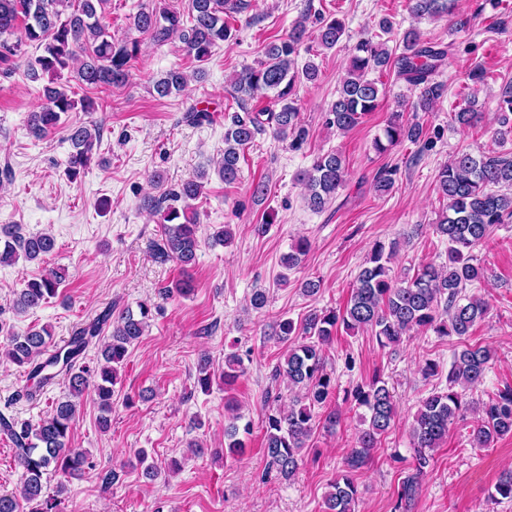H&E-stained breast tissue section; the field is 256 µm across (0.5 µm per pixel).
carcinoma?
<instances>
[{"label":"carcinoma","mask_w":512,"mask_h":512,"mask_svg":"<svg viewBox=\"0 0 512 512\" xmlns=\"http://www.w3.org/2000/svg\"><path fill=\"white\" fill-rule=\"evenodd\" d=\"M111 0H0V60L8 61L22 54V47L36 46L42 54L27 63V76L33 82L46 80L40 92V104L28 113L26 126L37 139L48 136L61 117L78 108L87 112L93 101L84 97L75 100L62 83L63 72L72 74L82 87L101 89L120 86L129 77L130 62L139 52L136 39L116 40L104 23ZM227 0H186L181 11L165 5L138 6L129 16V26L150 37L161 47L176 37L184 54L203 62L212 48L230 35L224 21ZM455 0H409V9L416 17H439L454 14ZM345 34V22L339 18L322 20L317 43L333 49ZM307 28L302 22L293 26L288 37L271 42L264 48V59L255 67H244L235 74L231 89L240 101V111L227 116L224 125V155L218 172L226 183L237 180L240 151L252 144L266 130L274 136L291 139L299 148L308 132L298 121L295 103L297 83L318 78L319 68L312 62L297 67L296 58L306 42ZM401 52H393L384 42L359 39L350 49L349 66L336 100L331 104L326 124L341 133L354 129L361 120L379 106L383 90L376 70L395 69L414 91L415 111L428 112L444 94V85L434 73L447 51L421 40L415 28L404 32ZM187 84L185 73L170 69L153 81V91L165 98L181 91ZM273 93L271 105L261 111L246 106L257 95ZM498 109L500 144L512 142V85L501 92ZM475 102L453 115L458 127L466 129L480 118ZM423 127L392 114L383 130V138L375 140V148L385 152L403 141L418 142ZM66 140L72 146L68 174L75 181L91 164L100 145V127L75 122L66 127ZM206 171L181 183L161 197L148 196L142 206L162 216L163 232L155 244L154 257L162 262L174 261L184 270L195 265L199 239L196 217L188 214L190 202L203 194ZM346 159L337 150L318 154L311 166L298 174L306 188L305 202L313 211L321 212L336 198L345 184ZM438 190L446 201L436 233L448 241V264H427L413 276L397 280L391 275V260L397 242L378 241L361 266L346 306L342 309L314 311L305 319L304 336L296 334L294 321L282 319L276 325L277 339L288 345L283 360L272 369V376L296 390L295 399L284 413L268 410L264 421V454L268 469L283 479L292 477L297 469L300 451L311 438L316 423L327 426L338 423V413L320 416L335 390L334 379L327 370L323 346L328 344L341 326L347 330L372 328L378 343L397 346L404 335L415 329H432L439 336L454 337L459 348L453 352L448 370V386L421 400L411 426L414 466L403 478L398 490L396 509L408 510L422 490V475L429 466V452L448 438L449 426L463 417L471 402L467 393L482 382L490 361L491 349L467 342L476 322L488 314L487 303L466 288L485 279L486 271L476 262L474 250L489 237L494 226L512 223V152L491 151L459 153L437 174ZM183 202L180 210L170 202ZM55 248V238L47 232L24 233L18 224L0 225V265H12L23 259L41 261ZM309 242L302 239L286 256L283 265L291 269L301 262ZM63 271L50 269L38 278L27 281L15 294L12 309L17 314L41 307L58 294L65 280ZM139 313L130 310L115 320L104 313L93 323L78 329L63 346L47 354L51 337L47 328L34 327L12 331L8 337L7 356L24 369L29 384L22 395L33 399L57 379L63 380L68 393L57 400L51 414L32 424L0 413V433L14 445L15 458L22 468L20 488L0 494V512H62L61 501L45 493V484L54 474L82 478L93 468V462L80 451L68 448L70 431L77 403L88 386V378H98L96 396L100 415L98 424L107 429L111 422L113 387L118 368L128 354V347L143 336L152 307L138 305ZM112 324V331L100 349V362L95 368L80 364L89 342L98 337L103 327ZM245 372L241 356L224 358V383ZM353 397L364 408L363 429L357 445L347 454L345 469L330 484L323 504L325 512H358L360 499L354 472L365 465L371 451L394 426L396 404L386 382L375 378L359 384ZM252 433V423L242 422L238 413L229 416L225 429L226 448L236 454L242 448L240 434ZM512 436V388H505L481 406L480 424L473 428L471 445L489 448L498 439ZM490 500L512 501V471L500 474Z\"/></svg>","instance_id":"1"}]
</instances>
